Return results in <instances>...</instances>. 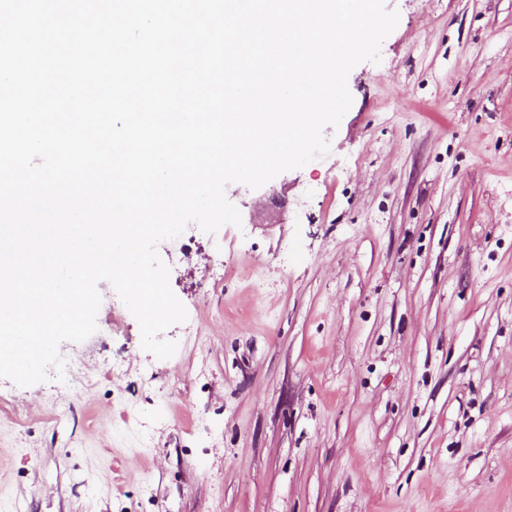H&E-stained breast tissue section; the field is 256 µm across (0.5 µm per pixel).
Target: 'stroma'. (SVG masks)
Returning <instances> with one entry per match:
<instances>
[{
  "mask_svg": "<svg viewBox=\"0 0 512 512\" xmlns=\"http://www.w3.org/2000/svg\"><path fill=\"white\" fill-rule=\"evenodd\" d=\"M385 5L329 152L159 245L171 358L102 281L87 386L0 378V506L512 512V0Z\"/></svg>",
  "mask_w": 512,
  "mask_h": 512,
  "instance_id": "35a3bbf8",
  "label": "stroma"
}]
</instances>
